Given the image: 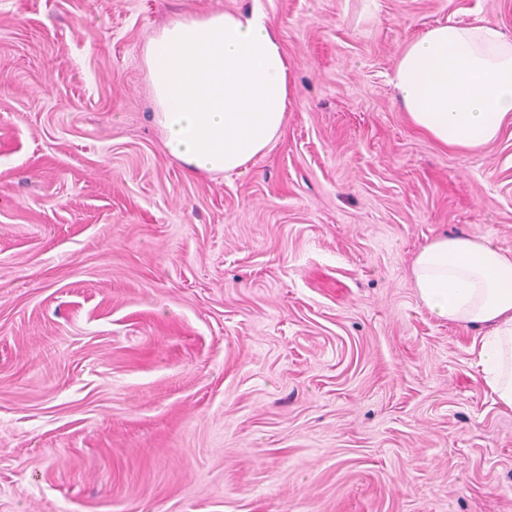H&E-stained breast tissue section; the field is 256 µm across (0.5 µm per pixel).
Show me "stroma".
Here are the masks:
<instances>
[{
	"label": "stroma",
	"mask_w": 512,
	"mask_h": 512,
	"mask_svg": "<svg viewBox=\"0 0 512 512\" xmlns=\"http://www.w3.org/2000/svg\"><path fill=\"white\" fill-rule=\"evenodd\" d=\"M257 9L281 136L190 175L143 57ZM512 0H0V512H512V409L411 279L441 234L512 251V122L410 124L403 50Z\"/></svg>",
	"instance_id": "35a3bbf8"
}]
</instances>
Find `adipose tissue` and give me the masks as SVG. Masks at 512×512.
<instances>
[{
    "instance_id": "1",
    "label": "adipose tissue",
    "mask_w": 512,
    "mask_h": 512,
    "mask_svg": "<svg viewBox=\"0 0 512 512\" xmlns=\"http://www.w3.org/2000/svg\"><path fill=\"white\" fill-rule=\"evenodd\" d=\"M144 64L164 149L189 174L241 171L281 135L290 65L260 10L170 18ZM392 83L415 128L445 147L482 148L512 120V36L487 23L436 26L407 46ZM411 277L431 314L479 331L474 365L512 408V252L483 234L440 236Z\"/></svg>"
}]
</instances>
